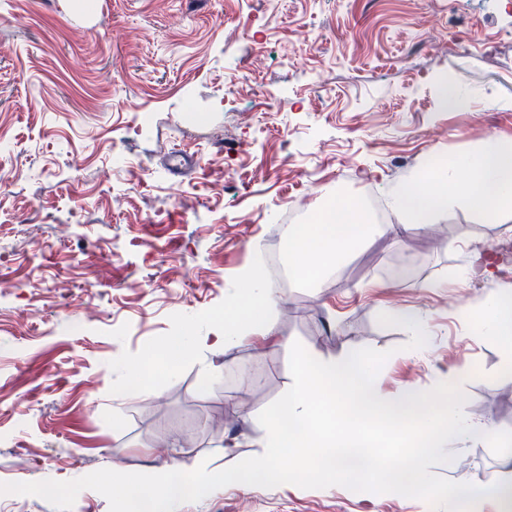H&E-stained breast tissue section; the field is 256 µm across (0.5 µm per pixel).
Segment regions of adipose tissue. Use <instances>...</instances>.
Instances as JSON below:
<instances>
[{
	"label": "adipose tissue",
	"mask_w": 512,
	"mask_h": 512,
	"mask_svg": "<svg viewBox=\"0 0 512 512\" xmlns=\"http://www.w3.org/2000/svg\"><path fill=\"white\" fill-rule=\"evenodd\" d=\"M261 275V270H253L246 288L231 300L216 343L230 347L253 336L275 335L273 313L279 296L273 289L260 287ZM473 329L476 334L495 337L503 347V365L512 368L511 289L503 290L484 304L475 316Z\"/></svg>",
	"instance_id": "adipose-tissue-1"
}]
</instances>
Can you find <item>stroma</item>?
<instances>
[{"mask_svg": "<svg viewBox=\"0 0 512 512\" xmlns=\"http://www.w3.org/2000/svg\"><path fill=\"white\" fill-rule=\"evenodd\" d=\"M446 90L468 109L443 110ZM491 136L512 138V0H0V482L256 456L297 341L324 361L388 352L387 394L457 375L467 414L512 431V373L469 319L512 289V263L460 279L455 248L497 251L512 219L452 207L353 252L320 288H278L263 351L204 341L240 272L279 254L324 192L384 202L433 156ZM177 151L199 167L172 173ZM411 309L420 349L378 322ZM176 335L169 370L154 355ZM209 359L222 370L203 373ZM449 453L433 468L446 479L507 475L481 440ZM177 512L433 509L288 484Z\"/></svg>", "mask_w": 512, "mask_h": 512, "instance_id": "obj_1", "label": "stroma"}]
</instances>
